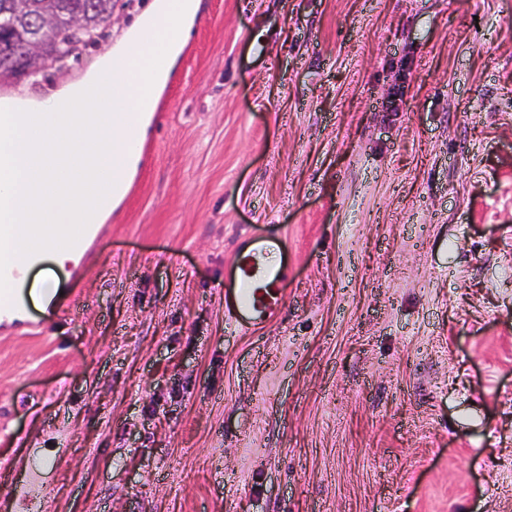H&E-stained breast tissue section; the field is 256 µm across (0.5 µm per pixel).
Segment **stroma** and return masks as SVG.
<instances>
[{
	"instance_id": "1",
	"label": "stroma",
	"mask_w": 512,
	"mask_h": 512,
	"mask_svg": "<svg viewBox=\"0 0 512 512\" xmlns=\"http://www.w3.org/2000/svg\"><path fill=\"white\" fill-rule=\"evenodd\" d=\"M155 110L96 259L0 322V512H512V0H200ZM270 231L287 303L239 336ZM275 235L240 237L224 262V320L241 334H253L277 322L287 302L288 263ZM281 259L273 263L272 254Z\"/></svg>"
}]
</instances>
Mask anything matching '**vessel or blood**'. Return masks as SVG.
<instances>
[{"mask_svg":"<svg viewBox=\"0 0 512 512\" xmlns=\"http://www.w3.org/2000/svg\"><path fill=\"white\" fill-rule=\"evenodd\" d=\"M282 240L245 235L224 262V320L235 331L253 334L277 322L287 302L286 261L272 262Z\"/></svg>","mask_w":512,"mask_h":512,"instance_id":"b4317fda","label":"vessel or blood"}]
</instances>
